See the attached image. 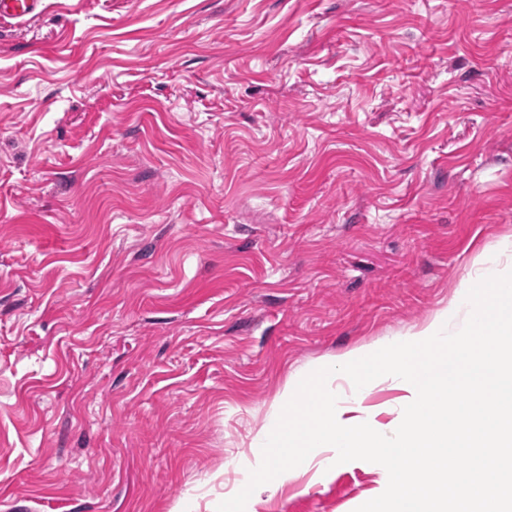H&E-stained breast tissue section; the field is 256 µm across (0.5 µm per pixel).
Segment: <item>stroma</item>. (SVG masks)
Wrapping results in <instances>:
<instances>
[{
  "label": "stroma",
  "mask_w": 512,
  "mask_h": 512,
  "mask_svg": "<svg viewBox=\"0 0 512 512\" xmlns=\"http://www.w3.org/2000/svg\"><path fill=\"white\" fill-rule=\"evenodd\" d=\"M510 237L512 0H45L0 26V512H216L289 380L459 330ZM316 471L246 512L385 475Z\"/></svg>",
  "instance_id": "stroma-1"
}]
</instances>
